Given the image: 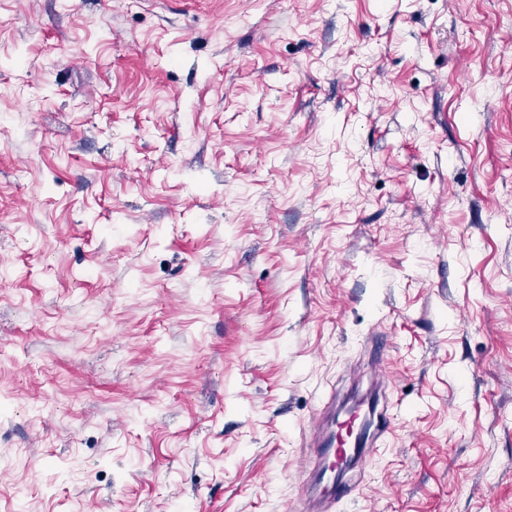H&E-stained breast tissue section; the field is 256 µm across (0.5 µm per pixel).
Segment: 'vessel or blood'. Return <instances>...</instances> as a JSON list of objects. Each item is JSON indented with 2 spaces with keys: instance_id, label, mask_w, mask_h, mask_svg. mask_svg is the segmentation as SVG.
I'll return each instance as SVG.
<instances>
[{
  "instance_id": "1",
  "label": "vessel or blood",
  "mask_w": 512,
  "mask_h": 512,
  "mask_svg": "<svg viewBox=\"0 0 512 512\" xmlns=\"http://www.w3.org/2000/svg\"><path fill=\"white\" fill-rule=\"evenodd\" d=\"M372 384L374 418L363 427L355 411L337 413L335 398H328L309 426L306 437L311 448L301 466V512H333L349 488L338 479L346 459H354L356 469H364L381 450L394 430V415L388 400L389 385L382 373H375Z\"/></svg>"
}]
</instances>
